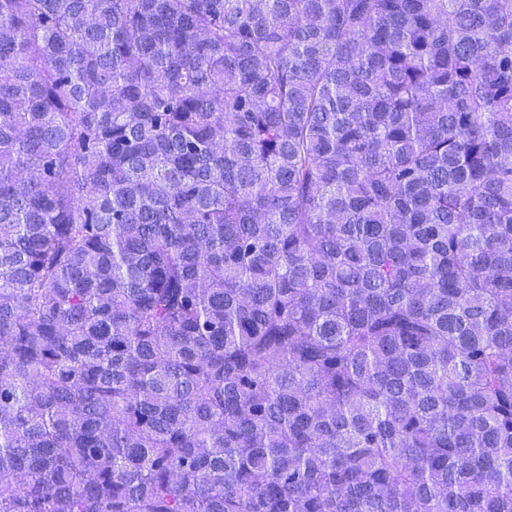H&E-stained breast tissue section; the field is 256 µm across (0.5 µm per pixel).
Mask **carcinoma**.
Listing matches in <instances>:
<instances>
[{
  "label": "carcinoma",
  "instance_id": "carcinoma-1",
  "mask_svg": "<svg viewBox=\"0 0 512 512\" xmlns=\"http://www.w3.org/2000/svg\"><path fill=\"white\" fill-rule=\"evenodd\" d=\"M0 512H512V0H0Z\"/></svg>",
  "mask_w": 512,
  "mask_h": 512
}]
</instances>
